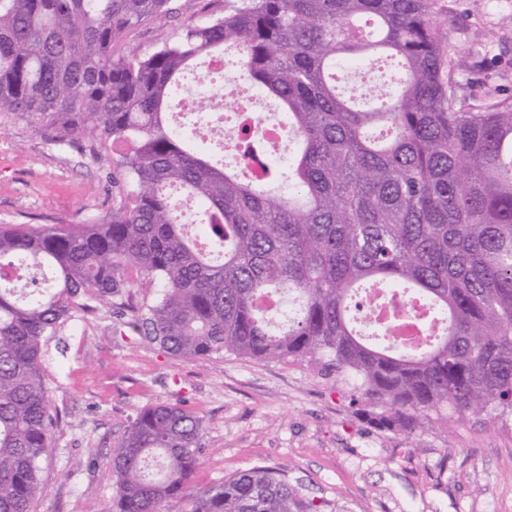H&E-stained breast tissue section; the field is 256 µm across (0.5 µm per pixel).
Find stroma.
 Returning <instances> with one entry per match:
<instances>
[{"label":"stroma","mask_w":512,"mask_h":512,"mask_svg":"<svg viewBox=\"0 0 512 512\" xmlns=\"http://www.w3.org/2000/svg\"><path fill=\"white\" fill-rule=\"evenodd\" d=\"M462 110L512 95V0H440ZM224 0H169L126 31L118 52L143 57L186 26L222 16ZM108 158L58 145L34 120L0 113V223L75 224L112 214ZM49 345L55 419L33 512H112L109 460L137 411L182 404L203 422L194 480L203 494L267 466L320 512H512V426L483 413L432 418L418 434L381 431L351 403L354 383L305 360L173 357L120 325L111 307L67 322Z\"/></svg>","instance_id":"obj_1"}]
</instances>
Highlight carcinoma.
I'll list each match as a JSON object with an SVG mask.
<instances>
[{"mask_svg":"<svg viewBox=\"0 0 512 512\" xmlns=\"http://www.w3.org/2000/svg\"><path fill=\"white\" fill-rule=\"evenodd\" d=\"M167 2L0 0V113L48 121L59 143L89 134L93 155L110 143L122 174L110 219L0 224V512H31L47 493V343L96 302L176 358L307 359L351 378L381 430L411 435L450 407L512 416V101L456 107L439 0H224L223 16L150 55L117 53ZM229 49L295 139L283 161L257 138L259 112L241 117L258 177L171 122L184 75ZM376 61L398 76L360 108L336 70ZM174 191L197 204L205 243ZM140 286L156 297L134 304ZM264 294L298 307L274 316ZM380 304L423 310L422 340L391 335L370 316ZM202 438L181 404L140 409L112 453V512L192 498ZM192 512L317 510L253 467Z\"/></svg>","mask_w":512,"mask_h":512,"instance_id":"carcinoma-1","label":"carcinoma"}]
</instances>
